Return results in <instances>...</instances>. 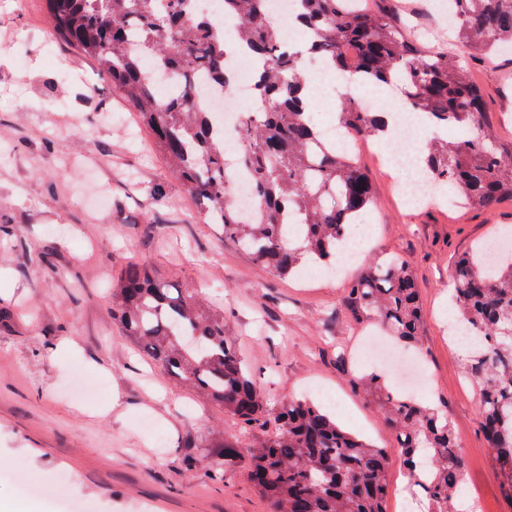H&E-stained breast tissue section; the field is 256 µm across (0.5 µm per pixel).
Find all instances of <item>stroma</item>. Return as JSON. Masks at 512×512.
I'll return each mask as SVG.
<instances>
[{
  "instance_id": "stroma-1",
  "label": "stroma",
  "mask_w": 512,
  "mask_h": 512,
  "mask_svg": "<svg viewBox=\"0 0 512 512\" xmlns=\"http://www.w3.org/2000/svg\"><path fill=\"white\" fill-rule=\"evenodd\" d=\"M409 36L449 45L438 0H371ZM45 0H0V500L25 473L39 512H267L241 466L212 469L237 429L222 406L170 380L112 316L127 262L201 289L271 406L301 397L380 448L394 435L343 365L379 373L372 338L349 321L344 290L364 264L406 260L424 313L407 355L428 375L416 400L447 413L477 512H512L482 428L479 390L454 350V261L512 228V201L487 210L406 200L380 141L357 151L374 203L362 258L337 278L277 275L225 241L169 173L135 112L96 64L47 40ZM464 73L494 129L512 140V52L474 54Z\"/></svg>"
}]
</instances>
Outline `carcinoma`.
<instances>
[{"label": "carcinoma", "mask_w": 512, "mask_h": 512, "mask_svg": "<svg viewBox=\"0 0 512 512\" xmlns=\"http://www.w3.org/2000/svg\"><path fill=\"white\" fill-rule=\"evenodd\" d=\"M194 0H46L55 36L91 59L119 88L168 162L169 173L200 202L224 237L280 276L307 258L328 262L346 227L373 202L372 188L348 150L324 140L308 121L299 52L269 14L268 0H222L238 19L237 41L256 62L254 105L241 115L244 148L234 166L214 114L195 103L202 76L219 86L235 75L224 28L198 16ZM348 0H297L295 19L310 53L363 83L397 88L407 108L437 130L469 135L436 144L418 162L422 173L452 188L459 201L484 209L512 199V143L487 120L480 92L468 83L459 55L422 50L385 14ZM448 23L462 53L512 43V0H452ZM152 58L177 93L159 100L147 74ZM339 125L355 138L380 137L379 113L341 103ZM247 171L256 207L243 216L229 199L232 174ZM459 319L484 347L470 356L481 391L483 431L503 494L512 500V257L499 263L480 250L460 258L452 274ZM343 304L357 325L377 322L403 342L420 336L422 313L409 266L397 258L352 279ZM112 315L125 335L164 373L186 381L224 406L239 436L217 444L216 471L241 464L270 502V512H386V471L396 455L411 472L428 512H448L463 483L464 460L448 416L392 394L378 374L347 372L349 383L384 409L397 435L378 448L343 430L311 402L291 398L276 412L226 335L224 318L207 312L193 288L158 280L149 266L128 263L112 292Z\"/></svg>", "instance_id": "1"}]
</instances>
